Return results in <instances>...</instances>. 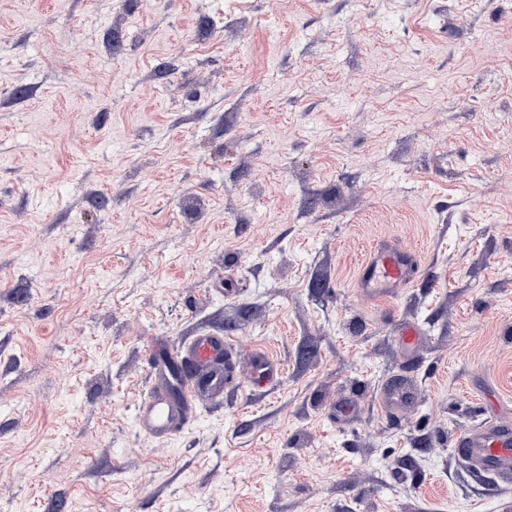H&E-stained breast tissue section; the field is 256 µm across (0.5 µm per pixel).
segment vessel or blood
I'll return each instance as SVG.
<instances>
[{
  "label": "vessel or blood",
  "mask_w": 512,
  "mask_h": 512,
  "mask_svg": "<svg viewBox=\"0 0 512 512\" xmlns=\"http://www.w3.org/2000/svg\"><path fill=\"white\" fill-rule=\"evenodd\" d=\"M421 273L420 259L409 248L381 245L370 251L358 267L356 286L369 301L396 299ZM181 357L201 375L189 383L164 361L154 362L151 374L157 387L137 407L138 428L155 438L167 439L183 432L191 420L192 401L223 397L234 380L230 337L206 333L179 348ZM378 403L391 417L405 415L417 403L418 391L406 374L397 373L381 386ZM456 448L471 464L500 480L512 479V423L496 421L461 435Z\"/></svg>",
  "instance_id": "vessel-or-blood-1"
}]
</instances>
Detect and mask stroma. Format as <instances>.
<instances>
[{"mask_svg":"<svg viewBox=\"0 0 512 512\" xmlns=\"http://www.w3.org/2000/svg\"><path fill=\"white\" fill-rule=\"evenodd\" d=\"M384 240L423 272L370 304ZM200 332L237 385L141 432ZM395 371L418 402L388 418ZM494 416L512 0H0V512H512L454 448Z\"/></svg>","mask_w":512,"mask_h":512,"instance_id":"stroma-1","label":"stroma"}]
</instances>
